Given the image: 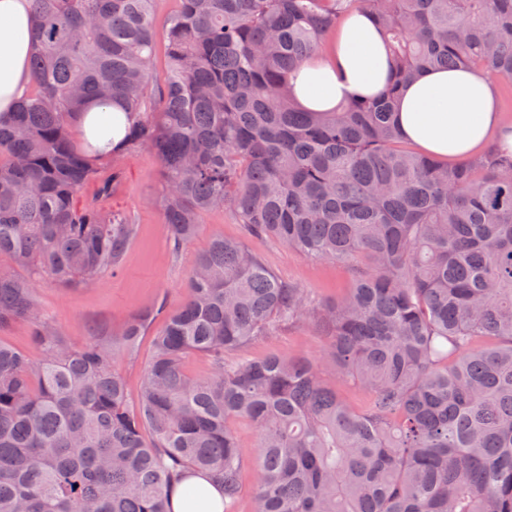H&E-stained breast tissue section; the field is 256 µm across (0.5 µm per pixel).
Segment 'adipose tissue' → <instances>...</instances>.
<instances>
[{
  "instance_id": "obj_1",
  "label": "adipose tissue",
  "mask_w": 512,
  "mask_h": 512,
  "mask_svg": "<svg viewBox=\"0 0 512 512\" xmlns=\"http://www.w3.org/2000/svg\"><path fill=\"white\" fill-rule=\"evenodd\" d=\"M30 0H0V115L8 116L30 83ZM388 83L387 52L379 31L363 13H353L338 27L325 52L304 66L294 85L302 107L325 112L348 95L375 97ZM404 138L422 152L451 163L497 145L512 150V124L504 122L499 91L474 67L423 71L407 85L397 105ZM125 119L113 106H92L85 133L93 144L111 148L124 136ZM194 499L174 493L172 512H224V492L207 475L191 474Z\"/></svg>"
}]
</instances>
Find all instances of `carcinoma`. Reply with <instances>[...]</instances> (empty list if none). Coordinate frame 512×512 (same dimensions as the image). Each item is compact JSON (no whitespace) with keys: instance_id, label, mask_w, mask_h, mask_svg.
I'll return each instance as SVG.
<instances>
[{"instance_id":"carcinoma-1","label":"carcinoma","mask_w":512,"mask_h":512,"mask_svg":"<svg viewBox=\"0 0 512 512\" xmlns=\"http://www.w3.org/2000/svg\"><path fill=\"white\" fill-rule=\"evenodd\" d=\"M154 3L32 0L34 90L0 119V330L28 322L38 357L0 339V512H171L186 472L235 512L247 468L255 512H512V153L444 163L404 147L395 119L428 68L512 81V0H179L160 76ZM353 10L375 18L393 81L308 111L292 80ZM89 103L126 119L106 156L75 137ZM143 149L172 252L222 209L250 237L355 267L353 284L313 306L215 236L180 309L155 302L69 346L35 279L84 288L122 267L136 225L77 199L105 166L102 196L120 192L118 159ZM158 317L133 409L114 363ZM303 318L327 338L332 384L317 361L248 355ZM199 352L205 377L184 368ZM237 419L257 429L252 456Z\"/></svg>"}]
</instances>
